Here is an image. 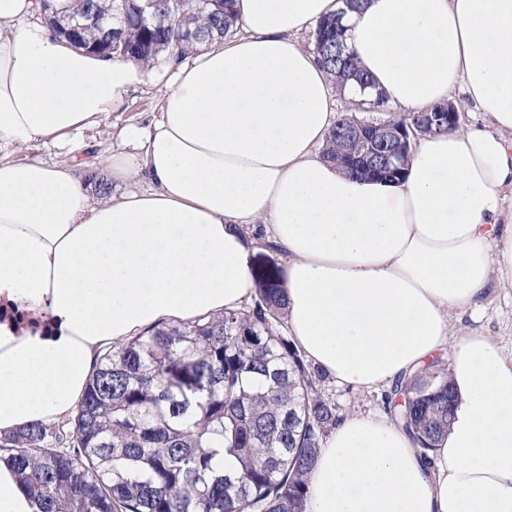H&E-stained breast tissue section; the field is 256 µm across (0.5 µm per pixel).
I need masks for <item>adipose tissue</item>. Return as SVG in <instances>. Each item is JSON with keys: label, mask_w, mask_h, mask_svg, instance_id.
<instances>
[{"label": "adipose tissue", "mask_w": 512, "mask_h": 512, "mask_svg": "<svg viewBox=\"0 0 512 512\" xmlns=\"http://www.w3.org/2000/svg\"><path fill=\"white\" fill-rule=\"evenodd\" d=\"M341 0H236L243 32L181 64L141 152L105 160L149 189L91 197L78 162L0 160V436L66 416L101 349L255 295L245 234L285 263L287 325L339 384L393 389L451 350L456 405L428 453L375 414L322 445L305 512H512V365L481 335L451 339L512 284V0H368L346 45L387 104L427 107L461 83L494 131L420 140L399 182L318 153L333 83L300 34ZM0 0V148L48 147L120 108L149 69L104 60Z\"/></svg>", "instance_id": "1"}]
</instances>
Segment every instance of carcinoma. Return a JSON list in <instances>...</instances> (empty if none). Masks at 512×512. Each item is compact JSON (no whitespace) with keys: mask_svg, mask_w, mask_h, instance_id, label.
Wrapping results in <instances>:
<instances>
[{"mask_svg":"<svg viewBox=\"0 0 512 512\" xmlns=\"http://www.w3.org/2000/svg\"><path fill=\"white\" fill-rule=\"evenodd\" d=\"M233 2L203 9L196 0H156L154 17L143 21L140 0H78L65 18L89 20L65 40L151 69L233 34ZM121 3L128 24L108 47L90 17ZM339 40L337 18L320 21L314 49L323 68L340 88L372 87L353 53L336 54ZM413 119L391 113L378 123L400 129ZM355 125L338 117L323 155L363 178V140L340 138ZM254 276L259 299L251 308L163 324L107 347L71 428L32 425L0 437V464L29 484L39 512H304L307 476L342 417L316 386L324 371L282 333V271ZM452 402L438 361L385 396L391 416L425 450L447 431Z\"/></svg>","mask_w":512,"mask_h":512,"instance_id":"carcinoma-1","label":"carcinoma"}]
</instances>
